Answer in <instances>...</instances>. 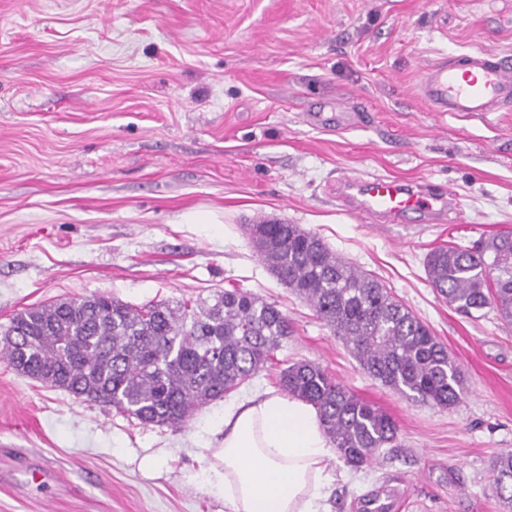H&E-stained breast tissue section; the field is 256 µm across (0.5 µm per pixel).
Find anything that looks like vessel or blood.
Listing matches in <instances>:
<instances>
[{"mask_svg":"<svg viewBox=\"0 0 512 512\" xmlns=\"http://www.w3.org/2000/svg\"><path fill=\"white\" fill-rule=\"evenodd\" d=\"M419 92L436 112L481 115L512 108V59L471 51L463 61L443 60L425 70ZM347 210L383 223H445L457 207L453 192L433 184L412 185L391 177L340 180Z\"/></svg>","mask_w":512,"mask_h":512,"instance_id":"vessel-or-blood-1","label":"vessel or blood"}]
</instances>
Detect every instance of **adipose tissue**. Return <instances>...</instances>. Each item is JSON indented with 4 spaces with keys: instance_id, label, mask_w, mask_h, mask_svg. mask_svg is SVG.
I'll return each instance as SVG.
<instances>
[{
    "instance_id": "obj_1",
    "label": "adipose tissue",
    "mask_w": 512,
    "mask_h": 512,
    "mask_svg": "<svg viewBox=\"0 0 512 512\" xmlns=\"http://www.w3.org/2000/svg\"><path fill=\"white\" fill-rule=\"evenodd\" d=\"M332 456L313 406L270 391L225 409L202 471L229 512H319Z\"/></svg>"
}]
</instances>
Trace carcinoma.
<instances>
[{"instance_id":"carcinoma-1","label":"carcinoma","mask_w":512,"mask_h":512,"mask_svg":"<svg viewBox=\"0 0 512 512\" xmlns=\"http://www.w3.org/2000/svg\"><path fill=\"white\" fill-rule=\"evenodd\" d=\"M264 267L309 304L343 341L361 371L413 400L450 408L464 395L445 346L375 276L345 262L298 224H244ZM428 280L458 312L486 308L512 323V231L470 247L441 246L426 258ZM287 317L245 288L212 302L136 306L94 295L29 308L0 327V359L18 373L136 418L177 427L265 368L288 336ZM289 396L312 404L328 443L359 469L397 442L398 426L320 363L282 368ZM491 490L512 505V451L492 462Z\"/></svg>"}]
</instances>
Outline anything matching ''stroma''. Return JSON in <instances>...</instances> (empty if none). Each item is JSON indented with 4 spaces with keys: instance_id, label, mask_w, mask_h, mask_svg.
Masks as SVG:
<instances>
[{
    "instance_id": "1",
    "label": "stroma",
    "mask_w": 512,
    "mask_h": 512,
    "mask_svg": "<svg viewBox=\"0 0 512 512\" xmlns=\"http://www.w3.org/2000/svg\"><path fill=\"white\" fill-rule=\"evenodd\" d=\"M512 56V0H0V325L60 300L212 299L240 286L291 334L268 367L177 428L146 426L0 360V512H228L199 460L227 405L311 360L396 421L325 512H508L491 462L512 451V326L431 287L434 248L512 230V111L436 112L423 69ZM355 114L342 129L318 109ZM346 176L456 192L444 224H378ZM204 216L201 224L189 223ZM299 224L371 273L444 343L465 395L440 409L362 373L259 261L241 227Z\"/></svg>"
}]
</instances>
